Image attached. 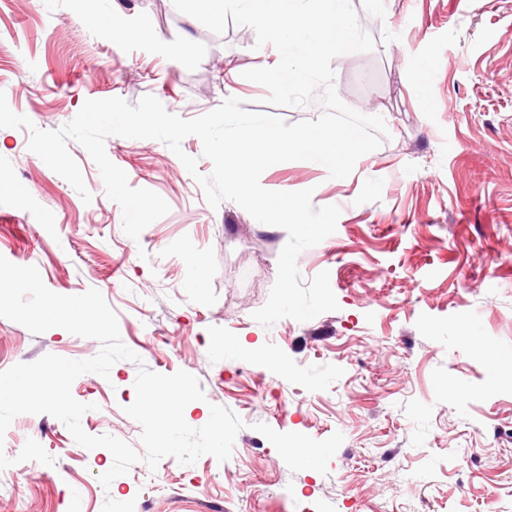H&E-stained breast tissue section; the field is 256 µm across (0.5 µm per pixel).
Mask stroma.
<instances>
[{"label": "stroma", "instance_id": "35a3bbf8", "mask_svg": "<svg viewBox=\"0 0 512 512\" xmlns=\"http://www.w3.org/2000/svg\"><path fill=\"white\" fill-rule=\"evenodd\" d=\"M374 50L332 62L340 99L382 116L388 136L345 178L311 161L275 164L262 186L312 190L340 209L336 230L304 250L303 280L328 271L339 308L264 328L280 227L231 201L211 207L179 158L153 139L109 137L106 152L168 214L131 239L86 150L69 142L93 196L84 203L28 149L26 130H0V173L22 187L0 194V255L37 267L62 295L99 290L118 317L121 360L109 378L72 385L92 404L81 425L139 446L124 411L139 365L195 375L206 394L185 409L204 425L210 404L245 423L231 458L134 464L110 487L104 448L78 445L47 415L17 416L0 449V512H102L106 498L135 512H512V0H353ZM127 32L112 39L74 0H0V91L42 130L71 121L86 100L155 96L184 119L229 97L293 123L319 100L277 107L244 71L275 66L254 31L220 35L173 0H95ZM429 58L427 73L412 62ZM97 340L60 328L35 335L0 318V371L46 354L94 357ZM344 441L327 473L292 472L254 429ZM54 466L17 462L26 439Z\"/></svg>", "mask_w": 512, "mask_h": 512}]
</instances>
